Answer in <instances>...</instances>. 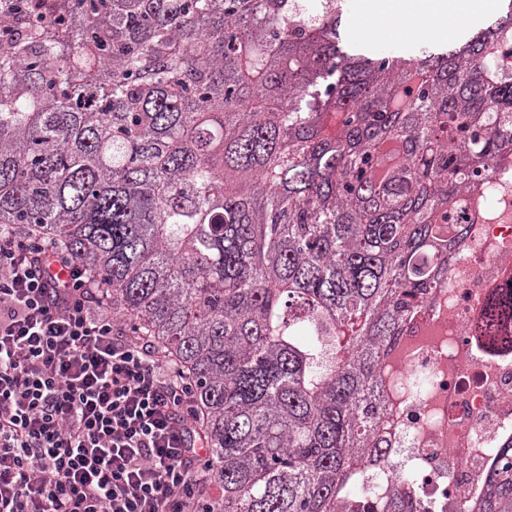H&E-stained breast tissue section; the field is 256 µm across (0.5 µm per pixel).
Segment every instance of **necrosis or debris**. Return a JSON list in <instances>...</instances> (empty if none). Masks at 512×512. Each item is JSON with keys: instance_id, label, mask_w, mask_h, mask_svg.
<instances>
[{"instance_id": "1", "label": "necrosis or debris", "mask_w": 512, "mask_h": 512, "mask_svg": "<svg viewBox=\"0 0 512 512\" xmlns=\"http://www.w3.org/2000/svg\"><path fill=\"white\" fill-rule=\"evenodd\" d=\"M483 196L486 213L463 214L471 230L450 249L441 288L381 364L389 447L363 466L343 512H387L382 490L396 485L407 512H472L512 441V306L493 334L482 330L512 295V168Z\"/></svg>"}]
</instances>
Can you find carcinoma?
I'll return each instance as SVG.
<instances>
[{
    "label": "carcinoma",
    "instance_id": "carcinoma-1",
    "mask_svg": "<svg viewBox=\"0 0 512 512\" xmlns=\"http://www.w3.org/2000/svg\"><path fill=\"white\" fill-rule=\"evenodd\" d=\"M0 0V225L53 238L198 382L207 512H339L380 360L512 147V0L446 48L343 0ZM478 512H512V461ZM344 1L346 3V8H347V13H346L347 25H346L345 31H346V35L349 38V40H351L352 42H355V43L365 44V45H369V46H372L377 49L384 50L383 45L386 42V40L389 39L391 32L387 35L374 37L371 40H366V39H363L359 35L358 31L353 27V26L361 27L357 18H361V19L367 21L366 15L364 13V8H363L365 0H344Z\"/></svg>",
    "mask_w": 512,
    "mask_h": 512
}]
</instances>
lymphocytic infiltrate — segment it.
I'll return each mask as SVG.
<instances>
[{
	"instance_id": "f902f5d3",
	"label": "lymphocytic infiltrate",
	"mask_w": 512,
	"mask_h": 512,
	"mask_svg": "<svg viewBox=\"0 0 512 512\" xmlns=\"http://www.w3.org/2000/svg\"><path fill=\"white\" fill-rule=\"evenodd\" d=\"M194 390L56 241L0 225V512H202Z\"/></svg>"
}]
</instances>
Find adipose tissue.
Returning a JSON list of instances; mask_svg holds the SVG:
<instances>
[{
	"instance_id": "adipose-tissue-1",
	"label": "adipose tissue",
	"mask_w": 512,
	"mask_h": 512,
	"mask_svg": "<svg viewBox=\"0 0 512 512\" xmlns=\"http://www.w3.org/2000/svg\"><path fill=\"white\" fill-rule=\"evenodd\" d=\"M478 5L479 0H366L365 10L380 28L390 26L394 19L409 16L434 22L442 31L450 33L457 19Z\"/></svg>"
}]
</instances>
